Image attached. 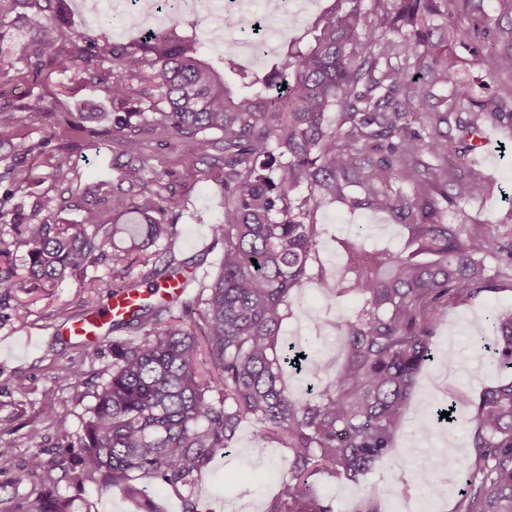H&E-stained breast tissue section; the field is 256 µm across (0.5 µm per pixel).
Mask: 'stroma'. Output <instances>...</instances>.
<instances>
[{
	"mask_svg": "<svg viewBox=\"0 0 512 512\" xmlns=\"http://www.w3.org/2000/svg\"><path fill=\"white\" fill-rule=\"evenodd\" d=\"M328 4L329 0H314L308 13L300 17L295 16L292 5L278 9L272 0H264L260 9L276 13L283 27L279 40L284 43L311 31ZM97 24L88 0H67L65 21L52 36L51 52L71 53ZM41 48L39 32L30 28L19 12L0 15V107L14 110L16 116L13 136L0 140V156L12 158L30 174L27 182L20 183L0 166V237L5 239L10 238L13 225L32 222L38 216L40 201L46 195L64 201L53 216L54 222L76 223L89 211L97 213L103 223L119 221L111 202L119 146L110 133L109 121H83L79 115L124 112L139 106L138 86L128 84L125 94L112 96L105 85L90 80L82 66L63 73L48 70ZM38 99L48 106V113L30 109V102ZM487 132L492 141L487 159L473 164L469 152L462 149L451 152L449 166L458 176L487 179L491 192L481 201L449 208L446 223L476 219L497 224L512 219V132L492 125ZM142 140L148 169L160 174L166 186L168 203L160 218L176 226L177 235L171 242L176 256L194 266L198 276L215 274L223 249L215 245L210 226L224 209L220 163L211 154L181 153L171 134L159 130L143 132ZM20 143L32 145V152L19 153L16 146ZM61 150L69 154L73 167L62 183L50 175L51 157ZM91 185L96 186V193H88ZM317 218L326 227L320 259L333 274L345 263L336 250V237L355 234L363 224L369 246L382 248L401 235L400 228L387 223L383 216L353 215L337 202L323 203ZM88 276L100 279L108 289L120 282L119 269L105 262L88 268L86 275L69 277L49 293L20 294L0 301V446L8 450L7 456L0 458V483L5 486L0 497L16 506L26 504L32 489L10 485L12 470L34 454L52 458L58 443L76 437L95 403L92 392L102 380L101 371L112 362L113 340L137 338L136 333L119 329L85 349L59 335L61 323L55 317L58 306H67L80 318L102 303L100 297L85 291L83 283ZM360 306L358 298L349 297L333 310H326L321 289L307 285L294 316L283 326V334L289 339H308L325 375H333L340 357L332 323L355 315ZM493 311L512 313V288L486 291L476 300L448 307L437 326L434 349L439 352L455 347L459 358L452 365L435 360L420 374L406 427L398 439L399 447L407 451L404 462L383 460L358 485L321 483L320 491L332 499L335 512H352L356 503L370 494L381 501L385 512H454L464 487V472L434 467L433 453H452L461 462H468L472 455L471 425L462 419L454 426L435 428L425 439L418 432V423L457 394L475 397L500 381L487 353L471 345L472 337L483 335L485 319ZM63 365L78 372V383L55 385L54 377ZM51 385L56 388L58 413L50 418L43 409L42 392ZM33 430L40 433L34 440L29 437ZM283 454L276 444L257 439L252 424H242L230 451L211 463L188 492L198 500L200 512H266L283 474ZM417 469L431 470L430 485L415 484L413 472ZM58 489L74 497L82 512H135L130 498L118 491H99L90 479L81 487L64 479Z\"/></svg>",
	"mask_w": 512,
	"mask_h": 512,
	"instance_id": "stroma-1",
	"label": "stroma"
}]
</instances>
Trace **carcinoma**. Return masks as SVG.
I'll return each instance as SVG.
<instances>
[{
	"instance_id": "1",
	"label": "carcinoma",
	"mask_w": 512,
	"mask_h": 512,
	"mask_svg": "<svg viewBox=\"0 0 512 512\" xmlns=\"http://www.w3.org/2000/svg\"><path fill=\"white\" fill-rule=\"evenodd\" d=\"M18 7L32 9L24 15L31 27L46 34L55 27L38 0H0L1 14ZM168 21L118 47L108 17L82 47L48 63L67 70L78 61L110 62L114 95L129 80L144 83L147 106L112 113L110 131L127 164L142 161L145 129L170 133L187 155L221 153L224 215L211 228L224 246L220 271L190 298L184 291L169 302H140L112 322L140 336L112 341L108 378L82 432L52 459L31 456L11 484L34 487L22 512H77L75 499L58 490L56 470L123 491L139 512H164L134 481L147 477L175 491L193 484L249 422L260 440L286 451V474L267 512H334L315 480L358 483L399 457L397 440L443 312L512 283V228L443 219L448 206L488 190L472 178L448 191V142L469 140L487 120L512 130V91L492 93L466 78L449 41L472 50L489 73L512 74V27L491 25L480 0H336L313 41L288 42L270 66L243 67L228 53L215 59L201 43L175 37L177 15ZM489 37L510 46L490 50ZM458 108L467 119L454 116ZM163 190L153 171L140 178L136 206L112 194V209L129 215L124 224H103L89 212L78 224L15 225L10 239H0V257L23 253L27 272L0 276L3 295L50 288L108 258L123 265L122 290L137 296L144 285L173 280L182 263L155 251L175 235V225L154 217L164 209ZM324 200L384 215L404 230L399 246L367 248L360 224L336 240L347 258L340 275L313 267L325 234L315 213ZM133 251L147 268L136 278L125 266ZM308 282L332 302L349 295L362 302L337 323L341 362L325 381L315 358L304 357L307 342L281 336ZM177 304L189 318L164 317ZM486 330L492 365L511 372L512 315H488ZM287 368L306 383L304 397L289 391ZM75 379L72 367H59L42 394L48 415H55L56 385ZM461 411L470 416L473 452L455 512H512V379L476 399L459 394L420 433L453 424Z\"/></svg>"
}]
</instances>
